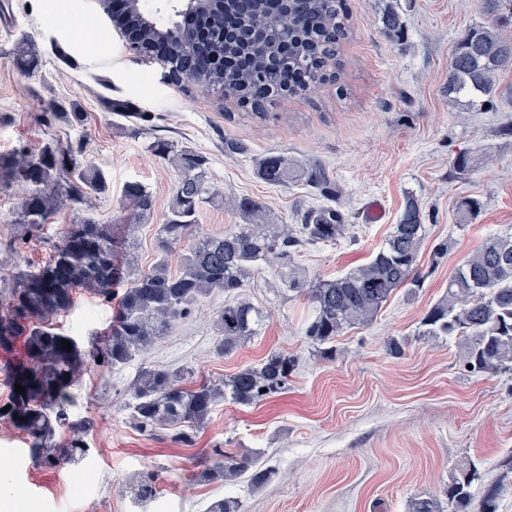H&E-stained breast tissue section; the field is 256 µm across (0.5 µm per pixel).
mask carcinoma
<instances>
[{
    "label": "carcinoma",
    "mask_w": 512,
    "mask_h": 512,
    "mask_svg": "<svg viewBox=\"0 0 512 512\" xmlns=\"http://www.w3.org/2000/svg\"><path fill=\"white\" fill-rule=\"evenodd\" d=\"M124 17L135 53L149 55L153 41L167 42L163 63L178 80L184 63H196L197 89L212 90L232 99L256 118L264 116L272 97L298 95L327 80L337 79L328 69L337 60L348 36L343 0H224V12H187L181 19L164 21L150 13L141 0H125ZM512 67V36L505 25L469 30L454 50L448 69V97L470 96L481 107L496 93V77ZM156 156L180 172L168 203L167 221L156 228L157 258L146 272L135 273L129 257V239L137 225L153 212L154 199L146 186L128 184L124 191L127 223L100 224L84 219L71 225L53 246L48 263L19 273L9 293L6 313L0 315V347L8 348L25 337L29 365L14 383L25 394L12 393L10 409L0 412L27 436L32 458L53 467L89 454L85 440L92 421L68 412L71 389L84 368L101 362L123 367L166 335L176 322L190 315L211 293L232 295L264 266L277 270L282 286L314 306L304 336L318 351L333 355L331 343L345 330L363 326L381 311L400 288H418L423 275L418 263L427 227L418 199L406 198L399 223L383 245L365 263L334 279L311 278L296 262L308 243H335L349 234L348 216L339 207L310 210L300 224H278L261 205L248 199L232 200L228 207L241 223L224 234L203 233L196 214L203 204H222L224 195L208 177L206 160L165 139L149 144ZM256 173L271 184L303 180L327 197L338 190L327 172L303 166L285 154L258 159ZM43 186L63 182L57 198L32 192L22 203L21 223L31 228L47 221L63 202L78 203L89 194L106 190L104 173L73 158L69 147L45 146L39 154L19 153L0 159V180H18ZM189 241L179 269L171 271L169 256L176 245ZM54 274L48 287L37 279ZM126 283L112 326L85 351L71 337L53 331L50 317L68 311L81 290L103 300L113 288ZM219 355L234 353L241 343L258 335L264 316L245 301H230L217 312ZM422 336H459L465 341L464 365L470 372L512 374V234L493 236L478 247L448 279V296L431 307L421 320ZM71 350L61 348V339ZM296 367V358L269 352L256 365H247L220 385L195 381L190 368L141 369L134 382L129 420L141 431L155 433L166 426L181 431L173 440L188 445L222 396L236 404L251 405L284 393ZM63 426L69 438L55 441ZM215 460L201 471L205 481L248 477L253 486L267 483L273 470L262 457L229 456L213 450ZM477 470L452 478L445 490L454 512H464L472 500ZM207 512H242L236 498L218 499ZM411 512H444L437 497L415 500Z\"/></svg>",
    "instance_id": "obj_1"
}]
</instances>
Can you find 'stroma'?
Here are the masks:
<instances>
[{
    "label": "stroma",
    "mask_w": 512,
    "mask_h": 512,
    "mask_svg": "<svg viewBox=\"0 0 512 512\" xmlns=\"http://www.w3.org/2000/svg\"><path fill=\"white\" fill-rule=\"evenodd\" d=\"M346 8L350 32L337 80L276 99L255 118L233 100L169 84L157 63L126 48L92 0H0V157L36 154L54 141L108 182L103 193L56 210L36 229L20 222L33 184L0 185V301L17 272L46 263L70 224L87 217L123 223V190L131 182L154 196L130 249L134 269L151 267L155 230L178 181L148 149L158 138L202 155L225 196L257 201L286 224L301 223L327 200L304 183L265 182L257 159L283 153L321 165L341 190L351 231L336 243L302 248L297 261L314 277L366 262L397 223L406 195L429 216L422 288L395 291L372 323L338 336L335 359L321 357L304 336L311 303L289 296L266 268L238 297L269 318L233 354L214 352V317L225 300L216 292L135 363L83 371L70 408L94 420L82 460L37 464L22 433L0 419V458L11 461L0 467V500L14 512H206L227 497L241 500L243 512H409L412 499L442 496L452 477L473 468L480 474L475 498L496 486L497 512H512V470L504 465L512 457V375L465 372L463 341L419 333L467 256L488 237L512 233V68L496 78L493 107L449 102L456 44L490 22L483 0H347ZM390 10L403 25L396 40L384 31ZM23 36L37 58L26 71L13 54ZM50 102L81 113V122L53 118L45 111ZM228 139L244 143L245 153H225ZM464 153L472 165L463 173L456 160ZM467 201L478 210L464 223ZM374 206L381 210L376 220ZM443 242L447 254L433 258ZM117 307L80 291L52 324L84 348L107 331ZM391 338L404 341L402 357L388 355ZM272 351L299 359L287 392L256 405L219 401L192 444L173 442L171 429L150 434L129 421L140 367L188 366L216 383ZM215 448L261 453L274 475L259 488L242 478L197 480ZM147 472L157 478V495L141 503L134 487Z\"/></svg>",
    "instance_id": "1"
}]
</instances>
